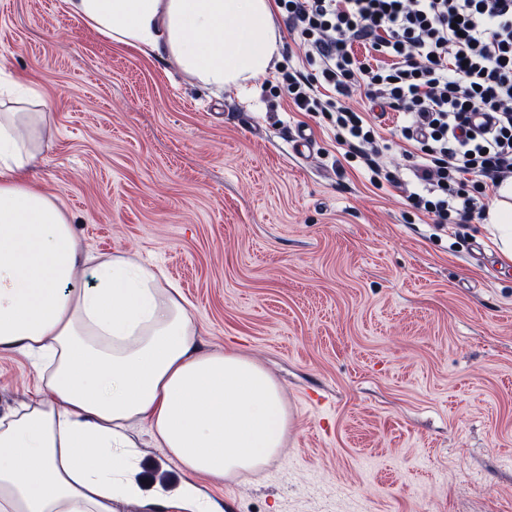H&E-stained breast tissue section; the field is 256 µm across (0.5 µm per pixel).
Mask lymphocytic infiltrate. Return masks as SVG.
Listing matches in <instances>:
<instances>
[{
    "label": "lymphocytic infiltrate",
    "instance_id": "obj_1",
    "mask_svg": "<svg viewBox=\"0 0 512 512\" xmlns=\"http://www.w3.org/2000/svg\"><path fill=\"white\" fill-rule=\"evenodd\" d=\"M306 49L309 73L289 71L302 112L335 113L349 158L373 184L374 128L344 103L360 92L402 114L399 135L420 151L413 206L444 225L483 217L482 190L512 179V0H276ZM367 47L358 57L353 43ZM489 124L473 130L475 115ZM479 177L478 185L468 183Z\"/></svg>",
    "mask_w": 512,
    "mask_h": 512
}]
</instances>
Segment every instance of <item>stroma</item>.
<instances>
[{
    "instance_id": "35a3bbf8",
    "label": "stroma",
    "mask_w": 512,
    "mask_h": 512,
    "mask_svg": "<svg viewBox=\"0 0 512 512\" xmlns=\"http://www.w3.org/2000/svg\"><path fill=\"white\" fill-rule=\"evenodd\" d=\"M0 70L35 93L36 185L82 254L161 266L204 348L280 386L284 448L221 485L196 477L212 512H512V261L485 221L440 227L413 207L398 113L347 101L396 177L371 184L278 72L207 87L65 0H0ZM37 384L0 353V414ZM129 435L146 489H178L148 429Z\"/></svg>"
}]
</instances>
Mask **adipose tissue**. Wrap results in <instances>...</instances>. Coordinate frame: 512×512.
I'll list each match as a JSON object with an SVG mask.
<instances>
[{
	"instance_id": "adipose-tissue-1",
	"label": "adipose tissue",
	"mask_w": 512,
	"mask_h": 512,
	"mask_svg": "<svg viewBox=\"0 0 512 512\" xmlns=\"http://www.w3.org/2000/svg\"><path fill=\"white\" fill-rule=\"evenodd\" d=\"M112 41L240 87L281 54L271 0H68ZM0 90V353L31 361L50 399L0 415V512H121L138 489L126 434L147 427L185 475L221 485L259 470L288 434L278 382L233 350H205L182 292L131 256L82 260L63 205L29 164L37 115ZM488 214L512 260V181ZM84 286H77L79 276Z\"/></svg>"
}]
</instances>
